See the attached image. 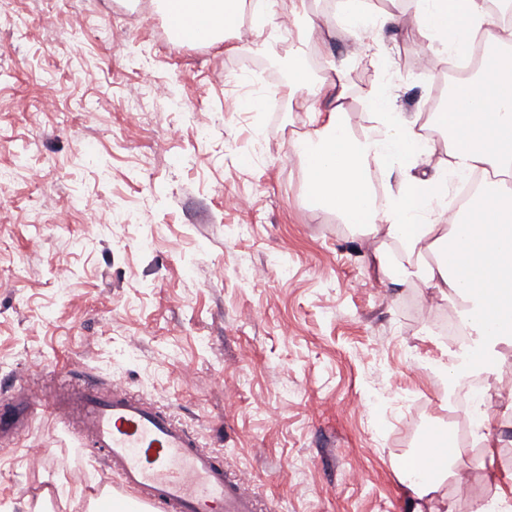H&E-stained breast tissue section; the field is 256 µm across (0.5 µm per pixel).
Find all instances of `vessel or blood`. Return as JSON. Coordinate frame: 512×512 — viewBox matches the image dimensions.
Listing matches in <instances>:
<instances>
[{
  "instance_id": "obj_1",
  "label": "vessel or blood",
  "mask_w": 512,
  "mask_h": 512,
  "mask_svg": "<svg viewBox=\"0 0 512 512\" xmlns=\"http://www.w3.org/2000/svg\"><path fill=\"white\" fill-rule=\"evenodd\" d=\"M169 40H204L192 17L169 26ZM65 390L31 395L15 383L0 408V439L14 440L37 411L61 407L80 439L102 460L115 483L102 512H257L259 503L237 478L226 476L217 455L153 401L126 389L70 372Z\"/></svg>"
}]
</instances>
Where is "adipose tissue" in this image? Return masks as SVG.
Here are the masks:
<instances>
[{
    "instance_id": "1",
    "label": "adipose tissue",
    "mask_w": 512,
    "mask_h": 512,
    "mask_svg": "<svg viewBox=\"0 0 512 512\" xmlns=\"http://www.w3.org/2000/svg\"><path fill=\"white\" fill-rule=\"evenodd\" d=\"M180 12L200 18L208 42L219 45L227 28L236 26L234 0H177ZM398 12L376 13L361 0H346L341 27L352 39L369 28L392 24L411 27L427 40L435 56H465L478 37L491 35V53L500 60L494 72L453 87L440 111L429 122L440 133L430 144L415 126L401 125L393 111V86L372 87L367 100L374 123L355 131L341 120L345 65L330 62L323 81V106L307 101L316 129L292 143L304 158L307 196L317 210L336 214L343 223L360 226L368 237L385 235L400 242L412 261L392 265L384 245L372 259L377 273L396 285H419L429 294L460 304L473 343L495 353L512 335V24L491 22L486 0H406ZM255 23L252 41L264 45L284 38L278 0H252ZM400 163L409 169L396 193L377 206L369 181L371 166ZM426 165L431 177L414 176ZM484 173L486 180L464 209L448 212V177ZM451 220H444V213ZM485 458L437 449L426 468L399 460V479L411 512H430L448 479L469 468H485Z\"/></svg>"
}]
</instances>
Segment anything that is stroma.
Returning a JSON list of instances; mask_svg holds the SVG:
<instances>
[{
    "label": "stroma",
    "mask_w": 512,
    "mask_h": 512,
    "mask_svg": "<svg viewBox=\"0 0 512 512\" xmlns=\"http://www.w3.org/2000/svg\"><path fill=\"white\" fill-rule=\"evenodd\" d=\"M136 0H11L0 13V389L13 379L56 387L76 366L152 398L197 432L227 474L249 472L262 512H406L395 462L420 454L422 430L459 406L454 376L430 366L446 348L422 313L419 286L395 287L369 268L372 245L303 197L302 158L289 145L314 130L302 108L328 60H348L350 127L371 123L364 94L387 79L405 120L428 113L437 77L407 64L428 43L415 31L374 30L388 57L363 59L332 0H307L301 25L327 16L333 36L305 34L289 57L318 61L302 83L250 87L274 46L228 33L224 44L176 45L162 14ZM120 24L124 39L100 36ZM167 95L154 98L155 84ZM56 108H41L45 88ZM137 119H130L131 111ZM179 125L171 143L166 132ZM43 169L31 185L17 160ZM250 201L225 210L224 197ZM110 195L115 207L94 206ZM71 221L55 224L58 212ZM72 276L58 287L54 271ZM265 272L263 280L253 270ZM239 394L227 406L225 388ZM427 403L419 429L404 418ZM496 478L444 485L449 512H481L512 480V399L491 427ZM45 448L38 465L27 450ZM361 472V483L347 480ZM110 477L59 415L42 411L0 445V512H86Z\"/></svg>",
    "instance_id": "stroma-1"
}]
</instances>
